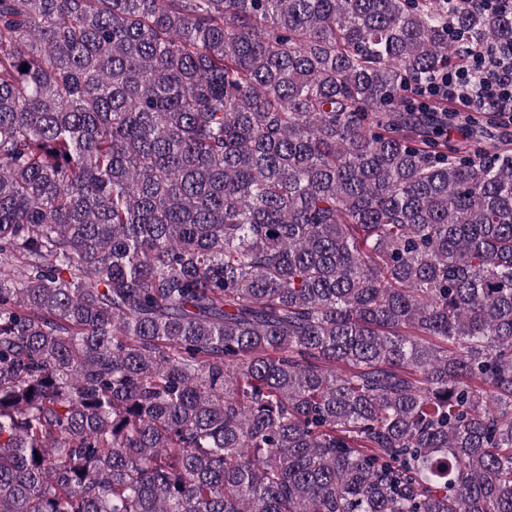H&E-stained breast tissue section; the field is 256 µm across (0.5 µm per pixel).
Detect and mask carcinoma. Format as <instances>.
<instances>
[{
  "label": "carcinoma",
  "mask_w": 512,
  "mask_h": 512,
  "mask_svg": "<svg viewBox=\"0 0 512 512\" xmlns=\"http://www.w3.org/2000/svg\"><path fill=\"white\" fill-rule=\"evenodd\" d=\"M489 45L512 0H0V512H512V151L404 96Z\"/></svg>",
  "instance_id": "cac0c4a2"
}]
</instances>
